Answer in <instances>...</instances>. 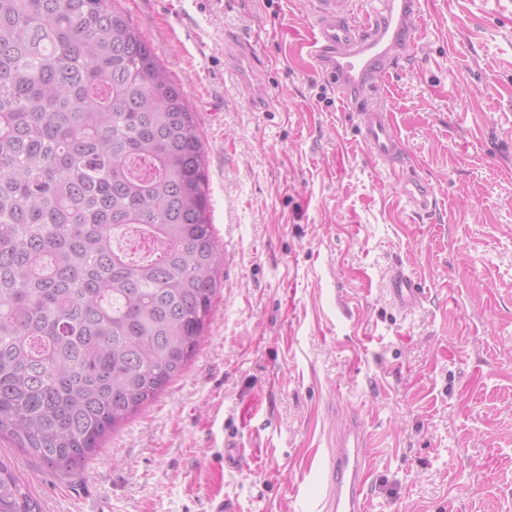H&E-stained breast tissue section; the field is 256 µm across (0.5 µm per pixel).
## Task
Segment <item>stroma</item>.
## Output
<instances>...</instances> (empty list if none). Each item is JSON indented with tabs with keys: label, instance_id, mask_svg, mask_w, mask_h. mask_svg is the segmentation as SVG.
Returning <instances> with one entry per match:
<instances>
[{
	"label": "stroma",
	"instance_id": "stroma-1",
	"mask_svg": "<svg viewBox=\"0 0 512 512\" xmlns=\"http://www.w3.org/2000/svg\"><path fill=\"white\" fill-rule=\"evenodd\" d=\"M114 4L199 116L225 275L197 357L76 474L0 438L41 512H312L308 468L354 410L368 512H512V0H424L380 80L436 196L419 215L313 75L309 0ZM389 292L398 307L406 312L419 309L424 301V291L419 282L403 269L396 268L390 276Z\"/></svg>",
	"mask_w": 512,
	"mask_h": 512
}]
</instances>
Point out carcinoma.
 Listing matches in <instances>:
<instances>
[{"mask_svg":"<svg viewBox=\"0 0 512 512\" xmlns=\"http://www.w3.org/2000/svg\"><path fill=\"white\" fill-rule=\"evenodd\" d=\"M198 113L113 0H0V435L77 470L199 353ZM0 512H40L0 460Z\"/></svg>","mask_w":512,"mask_h":512,"instance_id":"1","label":"carcinoma"}]
</instances>
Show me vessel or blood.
I'll use <instances>...</instances> for the list:
<instances>
[{
    "mask_svg": "<svg viewBox=\"0 0 512 512\" xmlns=\"http://www.w3.org/2000/svg\"><path fill=\"white\" fill-rule=\"evenodd\" d=\"M313 35L307 56L315 76L345 103L371 159L396 173L404 207L429 212L435 195L416 170L404 167L405 148L389 112L376 102L378 76L389 74L413 53L421 0H366L362 20L350 10L354 0H310ZM390 293L406 312L419 309L424 291L402 269L390 276ZM328 453L316 469L322 489L315 512H367L370 438L359 414L331 431Z\"/></svg>",
    "mask_w": 512,
    "mask_h": 512,
    "instance_id": "vessel-or-blood-1",
    "label": "vessel or blood"
}]
</instances>
